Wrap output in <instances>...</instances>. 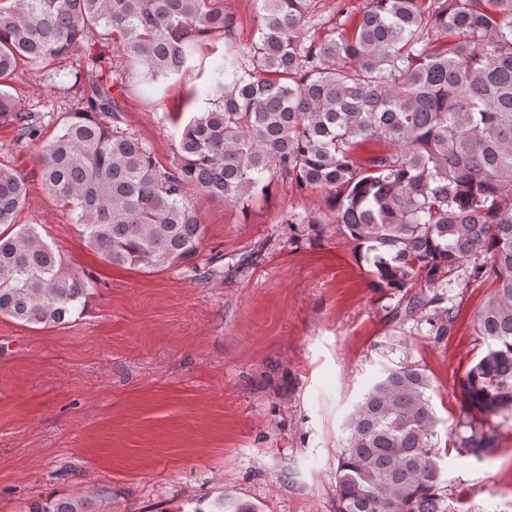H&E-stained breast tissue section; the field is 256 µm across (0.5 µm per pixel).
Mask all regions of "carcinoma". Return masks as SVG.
Instances as JSON below:
<instances>
[{
	"mask_svg": "<svg viewBox=\"0 0 512 512\" xmlns=\"http://www.w3.org/2000/svg\"><path fill=\"white\" fill-rule=\"evenodd\" d=\"M258 2V39L242 45L224 0H0V124L39 139L4 87L25 65L53 80L81 51L94 78L44 145L40 175L110 265L164 270L193 256L203 227L188 187L247 206L277 178L326 193L328 209L288 223L299 236L336 225L373 285L399 295L396 320L446 336L454 290L491 281L476 319L487 351L461 388L470 407L512 421V0H340L342 32L318 42L317 0ZM217 32L212 107L165 167L121 127L119 98L192 67ZM115 52L126 58L118 74ZM366 143L379 150L359 163ZM26 197L25 178L0 162V316L48 328L97 282L16 223ZM430 389L416 362L383 368L347 420L336 512H453ZM452 445L480 459L496 433L467 417ZM23 512L86 510L59 498Z\"/></svg>",
	"mask_w": 512,
	"mask_h": 512,
	"instance_id": "1",
	"label": "carcinoma"
}]
</instances>
